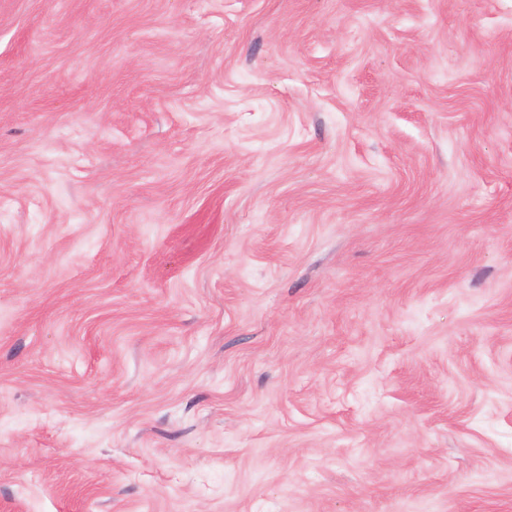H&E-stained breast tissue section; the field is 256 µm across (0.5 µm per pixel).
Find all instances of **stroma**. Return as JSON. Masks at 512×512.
I'll list each match as a JSON object with an SVG mask.
<instances>
[{
	"label": "stroma",
	"instance_id": "stroma-1",
	"mask_svg": "<svg viewBox=\"0 0 512 512\" xmlns=\"http://www.w3.org/2000/svg\"><path fill=\"white\" fill-rule=\"evenodd\" d=\"M0 512H512V0H0Z\"/></svg>",
	"mask_w": 512,
	"mask_h": 512
}]
</instances>
